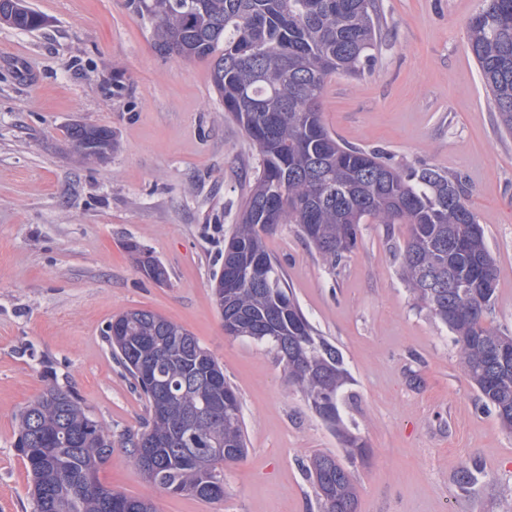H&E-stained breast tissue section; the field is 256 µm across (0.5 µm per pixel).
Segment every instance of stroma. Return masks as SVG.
<instances>
[{
    "mask_svg": "<svg viewBox=\"0 0 512 512\" xmlns=\"http://www.w3.org/2000/svg\"><path fill=\"white\" fill-rule=\"evenodd\" d=\"M26 2L45 26L0 23V512H32L16 417L50 383L111 429L99 481L150 498L156 512H320L301 463L345 452L273 355L225 337L212 294L258 151L225 117L208 60L160 55L128 0ZM377 5L373 67L330 78L322 120L344 143L462 179L499 270L489 319L512 336V137L501 136L467 47L480 0ZM74 123L112 131L107 161L74 151ZM407 236L406 225L366 222L333 270L295 225L266 239L353 377L342 415L369 444L351 466L357 512H512V434L482 409L448 328L402 282ZM130 240L164 265L166 283L139 271ZM131 309L190 331L238 392L248 453L221 500L151 488L125 451L148 413L105 331ZM464 465L481 472L467 491Z\"/></svg>",
    "mask_w": 512,
    "mask_h": 512,
    "instance_id": "35a3bbf8",
    "label": "stroma"
}]
</instances>
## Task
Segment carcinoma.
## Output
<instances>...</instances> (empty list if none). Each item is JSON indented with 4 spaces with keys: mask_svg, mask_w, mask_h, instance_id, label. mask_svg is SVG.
I'll return each instance as SVG.
<instances>
[{
    "mask_svg": "<svg viewBox=\"0 0 512 512\" xmlns=\"http://www.w3.org/2000/svg\"><path fill=\"white\" fill-rule=\"evenodd\" d=\"M467 24L469 48L492 95L501 132L512 134V0H481ZM149 20L162 54L207 59L224 112L257 147L259 165L239 223L224 248L218 278L233 287L215 299L234 338L264 346L282 364L307 406L336 430L349 460L364 459L367 440L344 426L341 408L351 376L339 350L321 336L288 289L265 238L294 224L322 261L336 267L361 241V224H406L401 276L414 304L446 325L462 370L512 433V337L487 317L498 267L485 232L456 177L397 164L380 149L348 147L321 118L331 76H359L380 34L376 0H131ZM0 21L36 30L44 18L25 0H0ZM462 249H448V239ZM139 268L158 283L163 265L142 256ZM255 260L263 279L249 276ZM442 280L429 292L426 277ZM469 288H450L448 279ZM107 338L118 363L145 399V430L128 437L130 459L163 491L203 501L224 498L226 470L247 452L242 405L212 354L176 323L147 310L112 318ZM19 447L33 480V512H155L151 500L88 491L112 431L56 384L18 414ZM223 452L212 453L210 449ZM322 512H356L351 469L315 454L304 464Z\"/></svg>",
    "mask_w": 512,
    "mask_h": 512,
    "instance_id": "carcinoma-1",
    "label": "carcinoma"
}]
</instances>
